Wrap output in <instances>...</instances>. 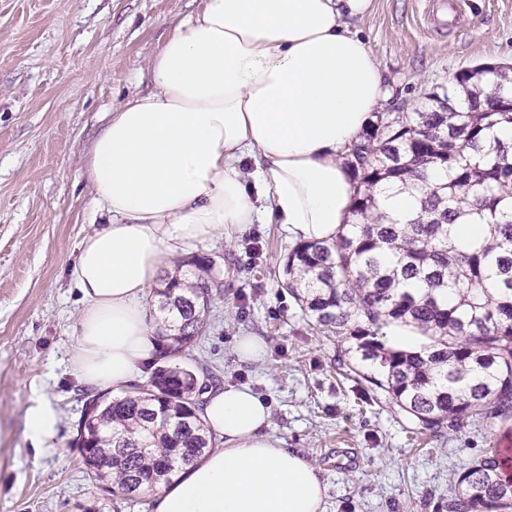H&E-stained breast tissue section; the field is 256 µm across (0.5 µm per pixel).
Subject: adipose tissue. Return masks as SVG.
<instances>
[{
  "label": "adipose tissue",
  "instance_id": "adipose-tissue-1",
  "mask_svg": "<svg viewBox=\"0 0 512 512\" xmlns=\"http://www.w3.org/2000/svg\"><path fill=\"white\" fill-rule=\"evenodd\" d=\"M373 0H203L146 65L148 94L112 106L83 165L105 225L82 239L69 359L106 392L143 375L157 345L148 300L164 263L248 224L330 242L353 220L343 156L386 100L357 25ZM218 445L154 499L153 512H321L318 467L267 431L249 386L202 396ZM46 391L25 410L34 448L57 451Z\"/></svg>",
  "mask_w": 512,
  "mask_h": 512
}]
</instances>
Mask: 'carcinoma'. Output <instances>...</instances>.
I'll return each instance as SVG.
<instances>
[{"instance_id":"1","label":"carcinoma","mask_w":512,"mask_h":512,"mask_svg":"<svg viewBox=\"0 0 512 512\" xmlns=\"http://www.w3.org/2000/svg\"><path fill=\"white\" fill-rule=\"evenodd\" d=\"M464 96L427 94L424 110L378 116L343 157L357 182L353 222L336 240L296 245L283 286L305 316L358 341L365 376L423 430L477 422L489 431L512 426V65L481 63L458 72ZM420 194L416 217L384 221L375 189L383 183ZM459 222L487 227L462 240ZM188 279L177 267L156 289L171 323L159 366L143 385L116 398L87 397L77 447L92 480L109 494L132 496L169 483L214 440L199 416L208 368L182 365L202 338L219 279L196 258ZM390 324L414 325L418 352L388 349L377 336ZM489 448L459 473L448 512H512V474Z\"/></svg>"}]
</instances>
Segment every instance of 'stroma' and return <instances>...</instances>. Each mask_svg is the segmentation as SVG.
<instances>
[{
	"label": "stroma",
	"mask_w": 512,
	"mask_h": 512,
	"mask_svg": "<svg viewBox=\"0 0 512 512\" xmlns=\"http://www.w3.org/2000/svg\"><path fill=\"white\" fill-rule=\"evenodd\" d=\"M455 26L431 29L426 0H373L359 29L383 68L385 112L412 111L453 87L462 68L512 63V0H477ZM201 0H0V512H153L154 492L96 489L75 445L85 388L70 366L81 310L70 267L101 216L83 161L113 103L147 93L146 61ZM293 245L278 224L189 248L224 286L208 330L183 364L219 370L271 406L270 434L320 470L325 512H448V489L497 434L468 426L418 436V424L367 375L356 342L323 332L281 287ZM263 339L240 362L235 339ZM61 421L59 452L25 433L34 385Z\"/></svg>",
	"instance_id": "stroma-1"
}]
</instances>
